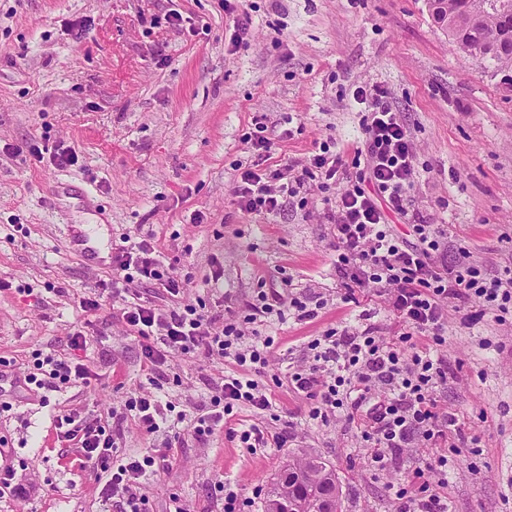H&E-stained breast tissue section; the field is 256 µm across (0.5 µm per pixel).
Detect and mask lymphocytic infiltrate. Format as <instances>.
Masks as SVG:
<instances>
[{
  "instance_id": "1",
  "label": "lymphocytic infiltrate",
  "mask_w": 512,
  "mask_h": 512,
  "mask_svg": "<svg viewBox=\"0 0 512 512\" xmlns=\"http://www.w3.org/2000/svg\"><path fill=\"white\" fill-rule=\"evenodd\" d=\"M352 104L361 113L366 136L362 168L348 174L341 154L323 143L290 181L279 168L244 169L236 204L244 212L271 216L280 213L286 198L297 195L306 181L318 178L324 188H335L330 230L341 299L354 304L368 292L382 297L403 330L392 338L376 335L368 326L326 331L308 341L309 360L289 372L288 386L303 397L309 420L325 423L339 415L358 424L363 441L373 450L376 471L388 470V455L397 449H439L434 461L410 467L404 477L387 479L386 487L397 512H451L443 450L454 447L461 429L454 414L442 411L436 396L438 386L448 380V315L456 313L461 324L474 325L488 313L511 309L512 258L487 268L472 259L447 225L423 219L397 231L389 217L407 216L419 175L410 129L382 88H355ZM145 282L163 288L168 308L133 295V288ZM109 286L121 302L119 314L130 332L143 338L142 353L151 365L164 363L173 352L194 351L223 357L228 367L209 403L197 407L186 432L174 433L163 447L141 456L116 459L121 440L116 426L130 420L140 431L156 433L162 403L153 392L130 391L121 408L100 417L84 418L73 410L55 415L58 441L74 448L81 470L104 477L105 493L115 498L119 512H146L141 481L147 471L168 466L172 449L183 447L189 438L206 441L235 409L247 407L257 414L272 410L274 394L262 381L272 340L257 335V327L286 322L292 314L301 321L314 319L323 304L262 289L246 315L215 322L185 303L184 282L148 239L113 253ZM84 343L78 333L69 355L37 353L23 376L24 385L42 389L88 384L91 373L77 357Z\"/></svg>"
}]
</instances>
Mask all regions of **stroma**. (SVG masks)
<instances>
[{
  "mask_svg": "<svg viewBox=\"0 0 512 512\" xmlns=\"http://www.w3.org/2000/svg\"><path fill=\"white\" fill-rule=\"evenodd\" d=\"M248 40L231 48L224 0H0V368L16 370L36 351L80 352L90 385L39 396L15 393L0 411V467L11 466L24 494L0 498V512H118L94 475L66 469L73 451L58 442V409L98 415L126 392L157 378L165 421L147 435L120 427L124 452L161 447L180 414L208 402L224 379L222 358L169 355L149 368L140 341L119 313L89 314L78 300L109 279V252L123 237L152 235L186 300L205 312L244 311L258 280L292 275L299 293L325 305L310 321L261 327L275 339L268 374L287 378L304 346L328 329L357 325L380 335L400 327L383 298L342 303L326 194L308 182L280 214L257 216L234 203L238 165L258 163L247 138L254 119L268 126L270 165L300 169L322 142L363 147L356 87L384 88L402 113L422 168L408 211L447 225L475 258L512 256V94L457 50L427 0H247ZM29 143L66 145L77 165L36 161ZM99 254L96 265L85 246ZM219 287L206 285L215 268ZM442 408L465 439L448 456L453 512H512V316L466 328L448 319ZM268 432L293 435L284 447L250 453L219 430L178 448L141 487L148 512H222L230 484L263 512L267 487L288 459L319 457L336 473L343 512H394L355 425L310 421L287 387L275 391ZM479 437L480 452L468 440Z\"/></svg>",
  "mask_w": 512,
  "mask_h": 512,
  "instance_id": "35a3bbf8",
  "label": "stroma"
}]
</instances>
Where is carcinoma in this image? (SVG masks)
I'll use <instances>...</instances> for the list:
<instances>
[{
	"label": "carcinoma",
	"mask_w": 512,
	"mask_h": 512,
	"mask_svg": "<svg viewBox=\"0 0 512 512\" xmlns=\"http://www.w3.org/2000/svg\"><path fill=\"white\" fill-rule=\"evenodd\" d=\"M434 22L464 53L498 71H512V0H430ZM340 494L336 474L317 458L284 466L269 487L265 512L291 500L295 512H325Z\"/></svg>",
	"instance_id": "carcinoma-1"
}]
</instances>
